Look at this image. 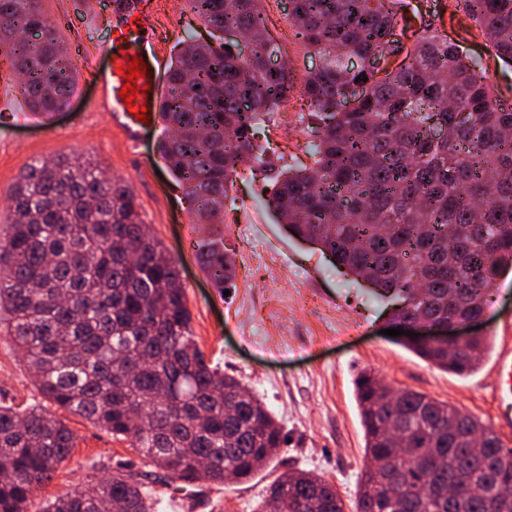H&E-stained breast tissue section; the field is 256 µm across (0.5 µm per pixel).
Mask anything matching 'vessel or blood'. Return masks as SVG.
<instances>
[{"mask_svg":"<svg viewBox=\"0 0 512 512\" xmlns=\"http://www.w3.org/2000/svg\"><path fill=\"white\" fill-rule=\"evenodd\" d=\"M112 32V45L104 51L106 65L92 70L93 79L101 88L96 109L111 113L112 121L120 128L127 145L135 150L141 144V136L147 125L136 120L134 113L128 111L120 97L125 83L120 70L130 58L143 60L148 72L145 79L148 90L142 99L146 103L148 115H155L161 95L159 78L165 72L166 61L155 32L151 0H140L135 9L121 13L112 25Z\"/></svg>","mask_w":512,"mask_h":512,"instance_id":"1","label":"vessel or blood"}]
</instances>
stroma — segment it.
<instances>
[{"mask_svg": "<svg viewBox=\"0 0 512 512\" xmlns=\"http://www.w3.org/2000/svg\"><path fill=\"white\" fill-rule=\"evenodd\" d=\"M110 0H39L48 20L62 24L78 76L71 95L51 120L27 109L16 90V76L0 54V228L11 221L12 189L21 173L38 160L83 155L107 176L127 184L135 195L146 231L175 259L191 315V330L207 361L251 389L288 435L278 456L249 480L182 488L161 469L146 464L129 440L112 436L83 417L58 411L75 435L69 463L63 464L29 504L40 512L47 498L87 481L123 470L134 474L157 500L158 512H254L261 497L283 472L301 470L335 484L346 506H353L368 465L355 381L370 371L392 389H412L467 412L498 428L512 448V430L494 416V366L504 326L512 327V268L494 285L478 335L488 350L472 373L458 375L429 365L404 344L386 336L390 303L364 283L336 269L312 245L291 237L267 201L271 183L284 166L311 164L317 135L308 107L292 95L277 112L262 117L259 145L264 165L243 163L224 207V242L236 260V286L230 294L214 288L201 268L193 242L199 236L195 206L181 192L159 156L161 124L145 132L139 152L129 150L98 112L99 86L86 80L103 63L112 38ZM157 36L166 55L190 40L207 37L188 0H154ZM269 32L280 47L277 61L294 81L318 68L321 58L294 41L287 0H262ZM411 12L433 15L449 39L481 58L499 99L512 102V64L497 59L478 30L463 34L457 0H410ZM39 404L43 398L25 368L17 346L0 333V401Z\"/></svg>", "mask_w": 512, "mask_h": 512, "instance_id": "stroma-1", "label": "stroma"}]
</instances>
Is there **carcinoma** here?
I'll use <instances>...</instances> for the list:
<instances>
[{"instance_id":"cac0c4a2","label":"carcinoma","mask_w":512,"mask_h":512,"mask_svg":"<svg viewBox=\"0 0 512 512\" xmlns=\"http://www.w3.org/2000/svg\"><path fill=\"white\" fill-rule=\"evenodd\" d=\"M210 29L168 66L158 151L196 204L195 249L212 284L233 287L224 248V203L238 167L262 163L260 116L293 94L259 0H188ZM463 13L512 63V0H463ZM293 35L323 64L299 87L313 107V165L283 170L269 207L380 295H400L394 325L480 314L512 265V108L430 21L405 0H288ZM237 29L243 57L225 46ZM0 51L31 111L47 118L75 81L54 22L37 0H0ZM445 138L431 135V124ZM0 234V330L19 347L39 393L118 437L184 487L225 473L250 478L288 436L266 405L207 364L190 329L174 259L146 231L133 191L76 156L32 164L12 190ZM406 346L446 371L478 367L487 349L466 343ZM366 452L388 463L365 472L355 512H512V449L473 416L414 390L392 395L373 376L356 381ZM75 448L64 422L40 404L0 403V512H27ZM277 512H345L336 486L303 471L271 486ZM154 512L150 491L117 472L45 502L44 512Z\"/></svg>"}]
</instances>
